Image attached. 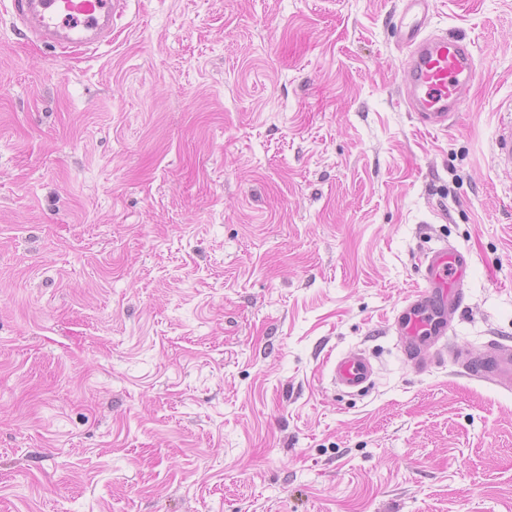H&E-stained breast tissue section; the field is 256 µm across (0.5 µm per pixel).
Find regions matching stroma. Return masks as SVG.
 <instances>
[{"mask_svg":"<svg viewBox=\"0 0 512 512\" xmlns=\"http://www.w3.org/2000/svg\"><path fill=\"white\" fill-rule=\"evenodd\" d=\"M400 9L127 0L99 48L0 12V512H512V393L389 330L446 242L449 345L512 344V0H434L478 71L437 131ZM494 154L500 168L512 170V113L502 118L495 128ZM377 374L371 358L362 350L351 349L336 359L331 370V383L351 393H364Z\"/></svg>","mask_w":512,"mask_h":512,"instance_id":"1","label":"stroma"}]
</instances>
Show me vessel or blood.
I'll return each mask as SVG.
<instances>
[{
    "instance_id": "b4317fda",
    "label": "vessel or blood",
    "mask_w": 512,
    "mask_h": 512,
    "mask_svg": "<svg viewBox=\"0 0 512 512\" xmlns=\"http://www.w3.org/2000/svg\"><path fill=\"white\" fill-rule=\"evenodd\" d=\"M124 0H10L7 9L14 24L40 41L53 45L92 47L110 42L112 23L123 13ZM432 0H402L397 39L407 50L399 87L410 111L424 129L441 130L453 119L470 86L477 66L466 42L427 34ZM497 164L512 170V114L501 119L494 131ZM471 256L448 244L426 255L421 283L393 317L390 330L418 371H425L448 350L451 317L459 311ZM467 376L512 391V346L492 344L487 353L473 357L457 352ZM377 368L362 350L339 356L331 370L334 386L362 393L369 389Z\"/></svg>"
}]
</instances>
